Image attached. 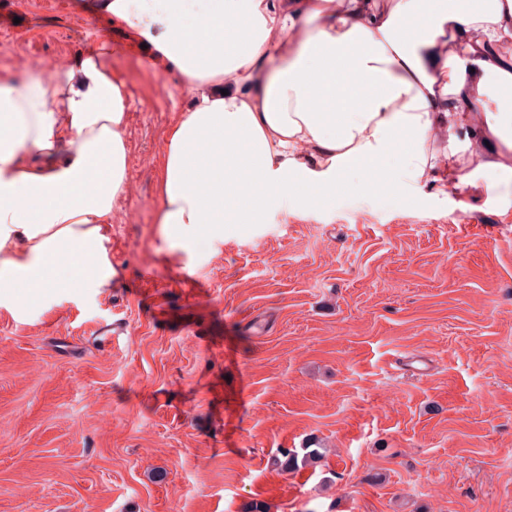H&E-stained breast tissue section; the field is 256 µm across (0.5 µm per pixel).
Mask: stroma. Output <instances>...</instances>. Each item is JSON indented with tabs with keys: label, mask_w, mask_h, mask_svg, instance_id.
I'll return each mask as SVG.
<instances>
[{
	"label": "stroma",
	"mask_w": 512,
	"mask_h": 512,
	"mask_svg": "<svg viewBox=\"0 0 512 512\" xmlns=\"http://www.w3.org/2000/svg\"><path fill=\"white\" fill-rule=\"evenodd\" d=\"M0 75L72 60L91 0H24ZM129 186L110 288L0 308V512H512V220L479 191L366 192L228 224L197 257L155 222L193 93L109 31ZM324 447L283 472L279 449Z\"/></svg>",
	"instance_id": "stroma-1"
}]
</instances>
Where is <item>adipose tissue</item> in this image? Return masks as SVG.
I'll use <instances>...</instances> for the list:
<instances>
[{
	"label": "adipose tissue",
	"instance_id": "ef3b65f1",
	"mask_svg": "<svg viewBox=\"0 0 512 512\" xmlns=\"http://www.w3.org/2000/svg\"><path fill=\"white\" fill-rule=\"evenodd\" d=\"M102 0L154 67L193 91L157 159L155 222L188 255L354 173L442 193L512 182V0ZM211 38L191 44L189 25ZM325 92L311 106L308 78ZM368 81L359 94L354 75ZM125 81L103 54L0 76V307L110 287L113 202L129 184ZM408 149L395 157L396 141Z\"/></svg>",
	"mask_w": 512,
	"mask_h": 512
}]
</instances>
